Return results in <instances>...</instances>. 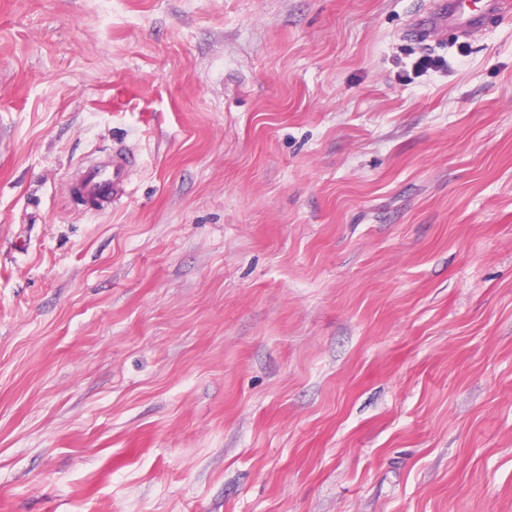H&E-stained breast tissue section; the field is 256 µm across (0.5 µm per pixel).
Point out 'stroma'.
Returning <instances> with one entry per match:
<instances>
[{
  "label": "stroma",
  "instance_id": "obj_1",
  "mask_svg": "<svg viewBox=\"0 0 512 512\" xmlns=\"http://www.w3.org/2000/svg\"><path fill=\"white\" fill-rule=\"evenodd\" d=\"M434 3L0 0V512H512V19ZM471 0H443L437 5L432 20L447 22L458 29L468 30L481 27L485 19V11L471 6ZM133 158L116 152L108 162L86 168L72 186L73 193L93 205L110 201L124 184Z\"/></svg>",
  "mask_w": 512,
  "mask_h": 512
}]
</instances>
